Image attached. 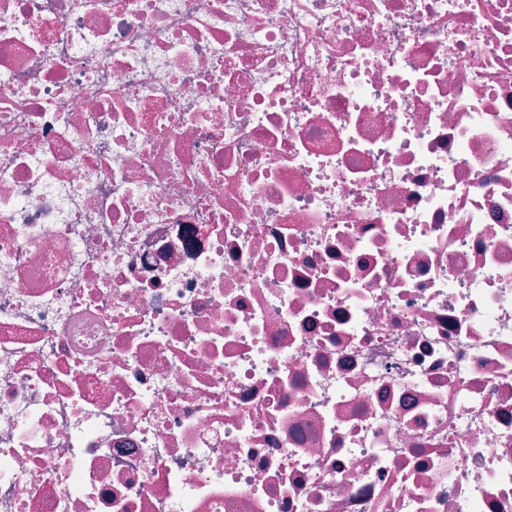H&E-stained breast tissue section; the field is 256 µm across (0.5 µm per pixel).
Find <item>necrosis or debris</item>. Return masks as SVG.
Returning <instances> with one entry per match:
<instances>
[{
	"label": "necrosis or debris",
	"mask_w": 512,
	"mask_h": 512,
	"mask_svg": "<svg viewBox=\"0 0 512 512\" xmlns=\"http://www.w3.org/2000/svg\"><path fill=\"white\" fill-rule=\"evenodd\" d=\"M0 512H512V0H0Z\"/></svg>",
	"instance_id": "obj_1"
}]
</instances>
